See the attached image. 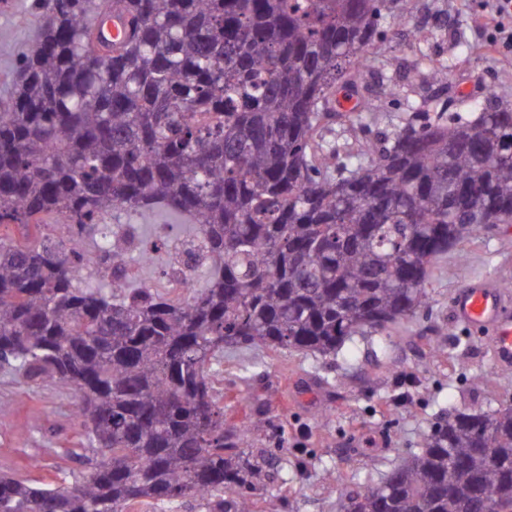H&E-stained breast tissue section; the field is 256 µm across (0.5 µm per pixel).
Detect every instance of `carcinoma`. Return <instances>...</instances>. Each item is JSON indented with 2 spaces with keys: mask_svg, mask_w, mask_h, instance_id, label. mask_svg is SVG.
Wrapping results in <instances>:
<instances>
[{
  "mask_svg": "<svg viewBox=\"0 0 512 512\" xmlns=\"http://www.w3.org/2000/svg\"><path fill=\"white\" fill-rule=\"evenodd\" d=\"M129 35L86 33L109 2ZM43 23L0 107V366L76 392L88 471L0 473V512H128L194 498L253 512L250 428L224 431V349L334 355L428 300L432 259L512 224V104L403 101L404 122L330 143L336 84L383 31L386 0H38ZM165 212L209 261L172 296L173 225L130 255L102 225ZM343 512H512V406L455 409Z\"/></svg>",
  "mask_w": 512,
  "mask_h": 512,
  "instance_id": "1",
  "label": "carcinoma"
}]
</instances>
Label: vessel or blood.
I'll return each mask as SVG.
<instances>
[{"instance_id":"1","label":"vessel or blood","mask_w":512,"mask_h":512,"mask_svg":"<svg viewBox=\"0 0 512 512\" xmlns=\"http://www.w3.org/2000/svg\"><path fill=\"white\" fill-rule=\"evenodd\" d=\"M458 322L487 331L485 342L497 369L512 370V294L486 280H475L454 299Z\"/></svg>"}]
</instances>
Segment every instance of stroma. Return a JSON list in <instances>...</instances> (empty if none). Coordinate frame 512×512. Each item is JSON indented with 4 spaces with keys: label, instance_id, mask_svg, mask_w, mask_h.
Masks as SVG:
<instances>
[{
    "label": "stroma",
    "instance_id": "35a3bbf8",
    "mask_svg": "<svg viewBox=\"0 0 512 512\" xmlns=\"http://www.w3.org/2000/svg\"><path fill=\"white\" fill-rule=\"evenodd\" d=\"M414 8L413 37L387 34L369 54L367 81L379 107L368 126L330 122L326 136L348 141L394 130L400 97L433 96L422 57L449 61L448 93L480 96L484 87L512 101V54L476 18L492 0H429ZM37 0H0V103L39 24ZM468 52H460L459 42ZM475 279L512 283V224L461 240L433 260L429 305L386 337L357 336L336 355L228 349L213 378L225 427L259 421L248 451L268 461L255 512H342L343 490L376 485L423 448L449 408L486 411L512 400V371L494 368L480 332L454 320L458 290ZM72 391L32 388L0 368V472L57 483L78 464L84 441Z\"/></svg>",
    "mask_w": 512,
    "mask_h": 512
}]
</instances>
